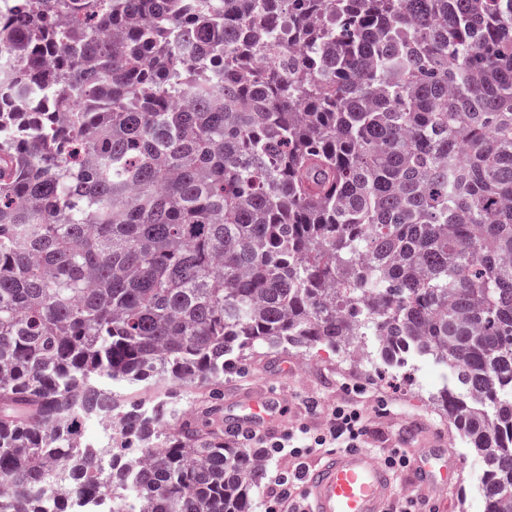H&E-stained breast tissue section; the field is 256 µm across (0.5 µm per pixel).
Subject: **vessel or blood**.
Here are the masks:
<instances>
[{
  "label": "vessel or blood",
  "instance_id": "b4317fda",
  "mask_svg": "<svg viewBox=\"0 0 512 512\" xmlns=\"http://www.w3.org/2000/svg\"><path fill=\"white\" fill-rule=\"evenodd\" d=\"M284 400L258 389L241 395L225 411L229 430L267 429L278 424ZM446 443L430 437L412 451L408 485L447 488L455 479L448 466ZM303 490L309 512H385L398 487L394 476L359 449L328 454L305 475Z\"/></svg>",
  "mask_w": 512,
  "mask_h": 512
}]
</instances>
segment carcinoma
<instances>
[{"label": "carcinoma", "mask_w": 512, "mask_h": 512, "mask_svg": "<svg viewBox=\"0 0 512 512\" xmlns=\"http://www.w3.org/2000/svg\"><path fill=\"white\" fill-rule=\"evenodd\" d=\"M368 336L512 512V0H0V512H252L256 454L113 386Z\"/></svg>", "instance_id": "cac0c4a2"}]
</instances>
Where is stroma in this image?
<instances>
[{
	"instance_id": "stroma-1",
	"label": "stroma",
	"mask_w": 512,
	"mask_h": 512,
	"mask_svg": "<svg viewBox=\"0 0 512 512\" xmlns=\"http://www.w3.org/2000/svg\"><path fill=\"white\" fill-rule=\"evenodd\" d=\"M447 383L445 373L430 361L391 368L353 352L259 346L246 351L237 368L225 373L219 389L160 382L134 390L122 387L118 394L148 404L169 391L176 396L177 413L192 411L202 421L208 410L231 403L240 394L256 388L275 390L285 394L287 402L281 423L265 431L270 438L282 436L300 421L319 428L328 408L352 401L362 407L374 430L368 453L410 448L425 431L442 432L459 475L446 493L432 494L434 512H484L476 491L482 465L438 402Z\"/></svg>"
}]
</instances>
